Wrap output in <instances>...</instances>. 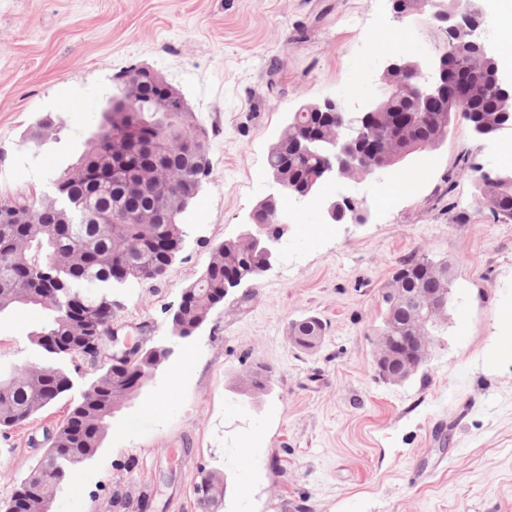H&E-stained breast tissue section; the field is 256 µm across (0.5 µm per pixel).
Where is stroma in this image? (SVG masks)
Listing matches in <instances>:
<instances>
[{
    "mask_svg": "<svg viewBox=\"0 0 512 512\" xmlns=\"http://www.w3.org/2000/svg\"><path fill=\"white\" fill-rule=\"evenodd\" d=\"M387 40L426 59L448 33L428 12L396 20L391 0H0V195L50 194V169L76 162L130 66L178 88L209 142L186 246L161 279L112 291L119 335L159 343L213 248L272 193L267 154L288 113L365 103ZM49 120L62 130L27 147ZM510 144L460 120L407 166L326 186L365 198L368 223L297 212L273 267L179 342L149 391L162 411L124 404L53 512H205L194 485L210 471L226 486L218 512H512V222L479 202L473 177L502 170ZM411 253L450 260L453 290L427 363L394 385L374 365L381 290ZM307 316L325 328L312 351L289 338ZM37 323L0 315V371L38 364ZM259 364L272 376L254 398L243 382ZM95 373L83 364L54 405L0 431V510L43 453L33 439Z\"/></svg>",
    "mask_w": 512,
    "mask_h": 512,
    "instance_id": "1",
    "label": "stroma"
}]
</instances>
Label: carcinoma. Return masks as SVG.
Here are the masks:
<instances>
[{
	"label": "carcinoma",
	"instance_id": "1",
	"mask_svg": "<svg viewBox=\"0 0 512 512\" xmlns=\"http://www.w3.org/2000/svg\"><path fill=\"white\" fill-rule=\"evenodd\" d=\"M512 113V98H494L484 91L468 101L463 119L494 132ZM195 139L181 130H168L159 136V163L173 175L172 183L148 188L138 193L122 189L112 179V149L99 135L90 137L77 165L84 169L81 179L71 177V169L56 176L55 182L72 195L70 209L82 212L86 197L97 201L92 220L78 218L72 224H58L50 215L32 218L37 201L25 196H0V211L9 217L0 223V314L31 312L42 318L40 326L28 335L42 358L34 369L22 372L13 382L0 388V427H12L29 420L34 414L56 402L71 389L70 367L78 357L70 352H51L45 347L48 338L64 343L90 336L112 325V312L99 308V294L112 293L120 285L121 263L132 259L144 280L162 278L170 268L165 244L185 239L181 212L168 207L170 195L189 189L201 177L195 170L196 148L207 144L197 131ZM280 168L288 187L305 183L320 167L317 156L301 155L282 145L268 157ZM497 186H476L484 204L499 219L512 222V169L499 172ZM161 213L157 224H140L135 213L145 209ZM259 251L236 238L227 239L213 250L199 278L185 289L182 305L171 327L185 335L207 323L224 303L225 279L234 268L245 272L259 265ZM448 265L415 253L402 257L390 280L392 288H420L435 268ZM383 327L394 336H407L416 325L410 306H391L381 300ZM323 324L316 317L291 323L290 335L300 349H313L312 337L323 335ZM270 371L257 368L247 380L249 391L267 390ZM127 388V368L110 364L83 392L80 401L55 427L53 445L46 448L30 474L20 481L15 494L23 512H43L44 496L31 487L33 478L47 474L59 488L70 482L82 460L102 446L112 419V407Z\"/></svg>",
	"mask_w": 512,
	"mask_h": 512
}]
</instances>
